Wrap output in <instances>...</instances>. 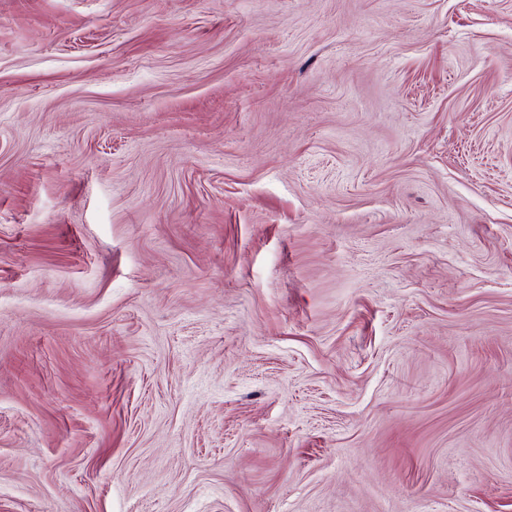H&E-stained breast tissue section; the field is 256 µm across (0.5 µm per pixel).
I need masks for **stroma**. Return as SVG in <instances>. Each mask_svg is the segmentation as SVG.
I'll use <instances>...</instances> for the list:
<instances>
[{
  "label": "stroma",
  "instance_id": "35a3bbf8",
  "mask_svg": "<svg viewBox=\"0 0 512 512\" xmlns=\"http://www.w3.org/2000/svg\"><path fill=\"white\" fill-rule=\"evenodd\" d=\"M0 512H512V0H0Z\"/></svg>",
  "mask_w": 512,
  "mask_h": 512
}]
</instances>
